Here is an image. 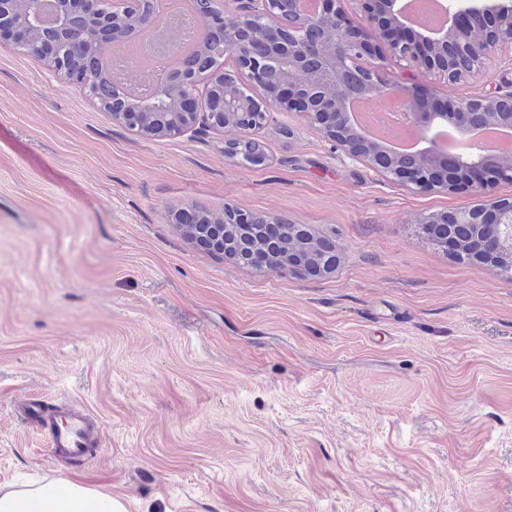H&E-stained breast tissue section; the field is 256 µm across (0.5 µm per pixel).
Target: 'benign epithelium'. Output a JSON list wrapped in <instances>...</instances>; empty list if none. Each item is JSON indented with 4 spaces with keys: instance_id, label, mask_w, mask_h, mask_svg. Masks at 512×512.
<instances>
[{
    "instance_id": "1",
    "label": "benign epithelium",
    "mask_w": 512,
    "mask_h": 512,
    "mask_svg": "<svg viewBox=\"0 0 512 512\" xmlns=\"http://www.w3.org/2000/svg\"><path fill=\"white\" fill-rule=\"evenodd\" d=\"M53 29L57 39L35 36L38 10L25 16L13 0H0V41L24 51L36 62L48 61L69 81L82 87L91 73L90 47L98 42L110 51L122 50L133 38L151 37L155 13L151 0H53ZM242 0L234 10L224 0L197 3L196 42L201 54L222 55L229 51L260 95L241 97L236 75L210 71L198 79L200 60L188 56L179 73L159 85L153 99L172 103L170 111L180 115L163 133L179 136L188 130L235 131L239 137L226 142L240 149L250 141L251 128L240 123L252 113L265 125L270 113L299 112L329 141L351 159L377 167L380 150L358 131L349 119L348 100L355 96L346 81L353 63L365 57L377 66L361 77L359 90L374 97L390 92L400 95L422 133L442 120L457 129L486 125L512 128V88L494 87L470 98L454 100L440 110L430 95L416 83L382 76L388 50L406 59L433 78L455 83L486 72L490 51L506 47L512 51V3L509 0H453L448 4V26L428 32L408 23L402 0H356L357 16H349L340 0ZM126 113L123 124L142 132L140 117L152 113L143 102L131 104L117 96L101 100L99 106ZM393 180L419 190L443 193L465 191L480 199L476 207L445 211L418 218L419 224H478L483 232L474 251L483 255L512 254V197L497 194L503 182H512V157L488 155L476 149L450 153L436 145L413 155L398 156L385 171ZM226 224H283L281 216L224 207ZM279 276H299L292 261L270 256L263 260Z\"/></svg>"
}]
</instances>
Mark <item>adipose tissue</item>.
I'll return each instance as SVG.
<instances>
[{"label":"adipose tissue","instance_id":"ef3b65f1","mask_svg":"<svg viewBox=\"0 0 512 512\" xmlns=\"http://www.w3.org/2000/svg\"><path fill=\"white\" fill-rule=\"evenodd\" d=\"M91 502L101 504L103 512H126L112 496L79 484L36 480L0 490V512H85Z\"/></svg>","mask_w":512,"mask_h":512}]
</instances>
